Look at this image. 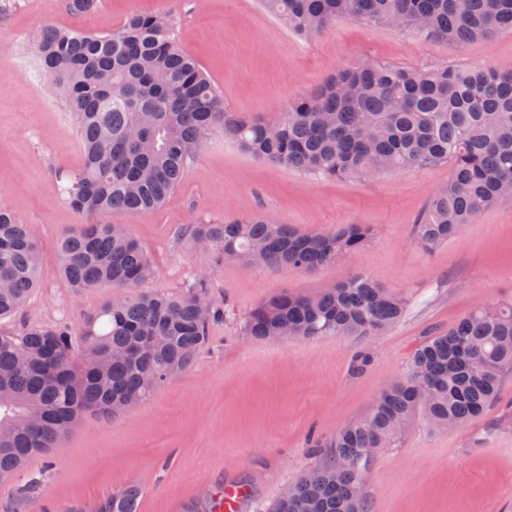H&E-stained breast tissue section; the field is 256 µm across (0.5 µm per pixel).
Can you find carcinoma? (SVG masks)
I'll return each instance as SVG.
<instances>
[{"mask_svg": "<svg viewBox=\"0 0 512 512\" xmlns=\"http://www.w3.org/2000/svg\"><path fill=\"white\" fill-rule=\"evenodd\" d=\"M288 29L317 34L339 19L389 25L464 45L512 30V0H261ZM43 71L66 89L84 152L58 173L66 203L85 216L157 210L179 184L208 132L299 172L329 179L448 163L414 225L433 250L480 213L512 198V72L471 66L408 70L365 60L333 72L275 120L224 110L199 63L180 51L169 18L133 13L108 34L41 30ZM193 235L226 259L310 270L360 251L365 224L302 232L266 215L204 224ZM74 294L116 293L78 332L63 324L20 332L0 326V481L33 457L50 458L86 412H126L171 374L186 372L209 342L210 323L230 313L203 294L139 291L154 268L123 224H79L58 242ZM40 253L29 224L0 202V321L36 287ZM405 298L357 272L315 294H282L249 316L257 340L372 337L402 316ZM372 362L357 351L351 373ZM512 371V302L480 304L414 350L406 374L383 388L368 413L314 447L327 459L288 487L270 512H368L358 486L371 459L417 417L461 426L496 405ZM134 486L95 512H137Z\"/></svg>", "mask_w": 512, "mask_h": 512, "instance_id": "1", "label": "carcinoma"}]
</instances>
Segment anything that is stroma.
<instances>
[{"label":"stroma","instance_id":"stroma-1","mask_svg":"<svg viewBox=\"0 0 512 512\" xmlns=\"http://www.w3.org/2000/svg\"><path fill=\"white\" fill-rule=\"evenodd\" d=\"M133 12L170 15L179 47L200 63L225 108L267 120L333 68L364 59L512 71V31L460 48L345 19L304 37L260 0H96L78 18L65 0H0V198L32 226L41 247L38 285L9 320L12 329L79 326L113 293L73 294L60 271L57 242L81 219L62 200L56 173L79 167L83 153L72 112L39 69L37 44L44 26L106 34ZM448 175L443 163L318 178L260 159L213 128L158 210L140 217L114 211L96 221L125 225L144 247L155 271L144 291L183 294L203 284L231 315L211 323L209 346L181 376L122 415H85L52 460L30 459L0 481V512H31L36 504L93 510L129 486L140 490L138 512H186L222 500L229 480L248 491L239 512H266L316 463L310 436L330 437L362 417L406 373L429 330L452 327L476 304L512 301V199L433 251L416 240L414 226ZM249 212L302 230L368 224L373 235L361 252L311 272L227 260L192 235ZM359 270L407 299L403 317L384 333L368 340L247 336L246 318L261 302L330 288ZM365 346L372 362L352 374V356ZM363 490L370 512H512V373L501 403L464 426L437 430L416 419L376 454Z\"/></svg>","mask_w":512,"mask_h":512}]
</instances>
